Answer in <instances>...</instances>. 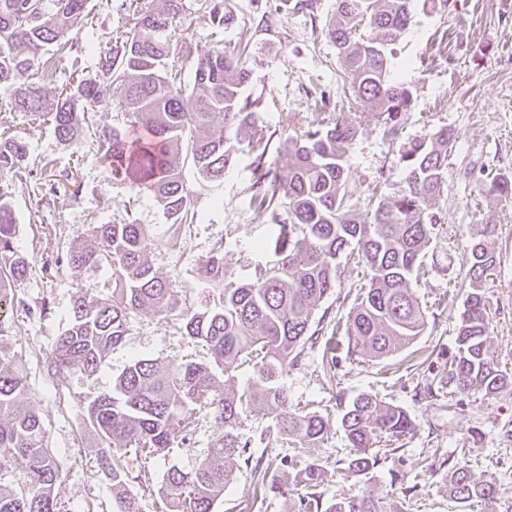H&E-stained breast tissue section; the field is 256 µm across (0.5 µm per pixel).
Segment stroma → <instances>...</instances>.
<instances>
[{
    "instance_id": "35a3bbf8",
    "label": "stroma",
    "mask_w": 512,
    "mask_h": 512,
    "mask_svg": "<svg viewBox=\"0 0 512 512\" xmlns=\"http://www.w3.org/2000/svg\"><path fill=\"white\" fill-rule=\"evenodd\" d=\"M146 2L91 0L88 39L107 45L131 27L135 4ZM280 3L228 2L250 37L245 56L251 76L245 92L265 99L261 116L271 131L284 113L299 132L339 114L356 126L348 155L353 177L346 190L357 214L371 211V194L385 196L399 189L405 177L400 155L415 139L445 128L455 144L434 205L446 231L426 254L428 273L414 286L427 308L423 335L384 359L348 355V340L336 333L335 324L346 319L363 281L362 267L351 262L344 265L335 293L315 311L313 327L321 332L317 344L306 346L301 362L281 378L289 409L317 411L335 426L342 405L359 394H371L404 408L416 423L414 434L381 443L377 466L367 476L348 478L341 473L352 453L344 433L313 448L296 449L285 441L270 446L261 438L268 419L250 415L242 417L241 433L253 440L254 456L287 458V468L279 472L281 480L293 481L307 464L318 463L323 472L320 489L328 501L356 494L367 484L389 494L400 512H512V396L462 394L452 385L433 399L420 394L428 370L443 366L455 353L467 249L482 238L500 255L491 289L488 340L502 369L512 374V202L481 193L476 185L485 172L512 177V0H414L410 24L395 47L397 59L413 64L406 77L411 102L392 138L384 136L383 124L369 103L343 93L336 49L324 35L336 14V0H313L312 10L285 14L277 11ZM315 92L324 93L325 110L315 109ZM0 123L25 144L31 171L27 181L13 182L9 188L17 244L31 266L13 291L17 299L51 308L47 317L24 321L17 309L1 312L19 322L7 339L11 352L21 357L19 367L28 383L19 408L39 413L49 448L69 467L58 493L64 512H111L112 483L90 466L97 447L82 421L81 400L111 391L114 378L133 357L200 361L206 353L178 323L140 310L130 316L124 344L112 351L96 375L66 373L48 379L44 366L52 357L55 336L66 326L76 288L90 287L103 294L112 290L106 272L89 270L75 276L57 268L55 259L72 247L89 245L91 223L132 220L156 238L146 258L160 277L172 282L179 303H198L199 270L215 247H222L227 271L241 279L253 277L257 258L251 245L267 235L269 225L249 204L251 157L239 154L220 183L185 168L197 219L176 230L150 194H134L129 182L113 178L99 158L97 144L61 141L50 124L12 111L8 98L1 95ZM70 169L78 173L76 185L60 192L54 202H44L38 184L45 182L48 172ZM488 225L495 232L487 238L483 230ZM328 350L337 357L331 373L322 362ZM217 435L210 411L199 409L194 447L173 448L158 458L135 460L132 466L148 468L154 486H161L170 467L192 468ZM459 460L467 461L475 478L495 480L492 504L468 506L453 499L448 469ZM214 512H294V502L268 495L250 467L239 462Z\"/></svg>"
}]
</instances>
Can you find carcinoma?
I'll return each instance as SVG.
<instances>
[{
  "label": "carcinoma",
  "mask_w": 512,
  "mask_h": 512,
  "mask_svg": "<svg viewBox=\"0 0 512 512\" xmlns=\"http://www.w3.org/2000/svg\"><path fill=\"white\" fill-rule=\"evenodd\" d=\"M207 8L211 35L236 27L224 0H207ZM187 9L186 0H162L158 10L141 8L114 45L98 50L99 72L113 85L111 104L128 126L125 132L114 126L94 131L102 161L113 178H130L137 192L153 195L179 227L195 221L180 162L220 183L244 145L252 156L250 202L277 231L255 242L254 251L268 261L247 281L228 273L221 248H216L202 265L204 304L199 307L178 305L172 283L146 260L149 231L133 220L92 225L94 244L75 247L61 260L74 273L110 272L112 293L78 287L66 329L53 342L48 378L65 372L97 374L124 341L129 316L137 310L180 321L185 334L211 357L208 363L137 357L116 378L112 393L81 405L83 421L98 440L95 468L115 490L112 512H141L130 485L146 491L152 475L145 468L132 471L130 457L147 459L191 446L199 408L211 410L220 435L192 469L173 466L167 471L158 489L161 512H214L232 479L231 463L249 448L250 440L240 433L246 411L273 416L265 430L270 445L290 440L311 448L328 440L329 419L317 411L288 410L280 378L315 336V310L336 288L342 260L364 265L368 280L336 331L347 337L349 355L382 359L425 331L426 308L412 284L425 275L424 258L443 230L432 205L448 165V130L416 140L402 152L405 185L361 218L346 192L356 127L338 114L331 124L298 136L283 115L279 133H268L259 124L265 102L244 95L250 79L247 60L221 39L202 43L177 34ZM411 13L412 0H336V19L324 29L355 96L376 109L391 135L411 101L409 85L392 62L393 45L406 32ZM88 15V0H0V92L12 109L51 123L64 142L81 140V114L101 106V90L81 79L50 102L43 84L52 82L59 57L69 58L71 75H79L85 50L80 31ZM217 115L222 117L219 128L213 125ZM28 175L25 145L0 133V300L10 303L6 289L26 279L29 263L16 244L15 219L5 198L11 182ZM63 179L46 180L42 197L57 196L75 173L70 170ZM486 189L512 198V178L496 174ZM467 263L456 352L448 366L426 378L428 398L451 384L460 393L512 395V376L501 370L488 342L489 291L499 257L480 240L470 246ZM13 330L14 323L0 317V512H60L57 490L68 469L47 447L40 415L17 410L28 384L16 355L3 349ZM243 365L252 367L254 375L238 390L234 372ZM340 423L353 450L345 467L348 476L368 475L380 461L372 449L382 439L399 440L416 429L402 407L369 394L354 398L342 410ZM272 466L288 462H258L254 471L268 493L285 496L286 484L268 476ZM321 476L315 463L295 476L306 488L298 512H396L388 495L369 488L325 503L318 490ZM450 492L459 503H487L496 485L491 479L475 480L461 461L452 466Z\"/></svg>",
  "instance_id": "carcinoma-1"
}]
</instances>
